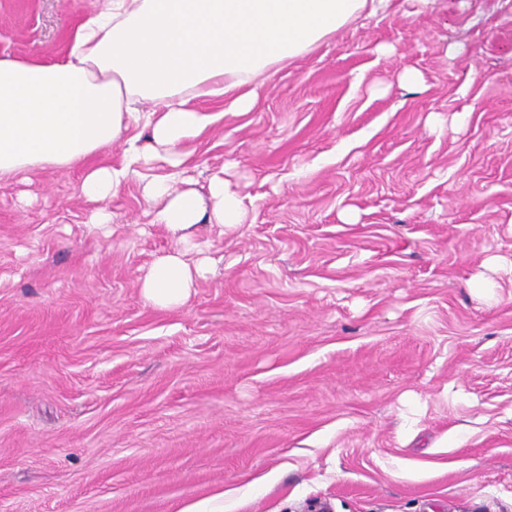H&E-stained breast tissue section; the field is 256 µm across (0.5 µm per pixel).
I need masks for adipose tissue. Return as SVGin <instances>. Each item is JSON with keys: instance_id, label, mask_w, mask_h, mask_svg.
Listing matches in <instances>:
<instances>
[{"instance_id": "obj_1", "label": "adipose tissue", "mask_w": 512, "mask_h": 512, "mask_svg": "<svg viewBox=\"0 0 512 512\" xmlns=\"http://www.w3.org/2000/svg\"><path fill=\"white\" fill-rule=\"evenodd\" d=\"M71 33L64 61L0 57V184L46 167L69 170L120 142L128 165L85 173L81 193L98 202L94 223L132 165L182 167L186 140L214 121L196 99L230 97L249 111L256 89L279 69L314 52L383 0H96ZM142 125L148 139L131 134ZM154 223L180 244L157 257L142 282L157 307L184 305L206 259H193V229L243 223L241 197L222 175L207 192L172 178L146 184Z\"/></svg>"}]
</instances>
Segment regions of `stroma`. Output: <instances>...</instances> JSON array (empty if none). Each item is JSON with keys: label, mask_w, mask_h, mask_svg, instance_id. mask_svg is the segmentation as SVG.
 <instances>
[{"label": "stroma", "mask_w": 512, "mask_h": 512, "mask_svg": "<svg viewBox=\"0 0 512 512\" xmlns=\"http://www.w3.org/2000/svg\"><path fill=\"white\" fill-rule=\"evenodd\" d=\"M91 9L0 0V56ZM229 104L183 176L247 218L182 307L141 294L166 164L104 225L82 169L0 185V512H512V0H389Z\"/></svg>", "instance_id": "35a3bbf8"}]
</instances>
